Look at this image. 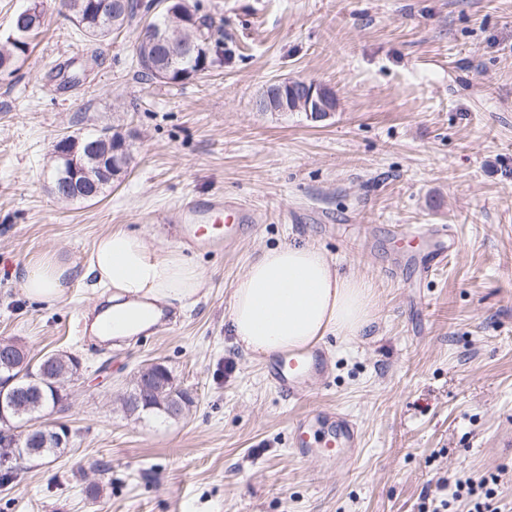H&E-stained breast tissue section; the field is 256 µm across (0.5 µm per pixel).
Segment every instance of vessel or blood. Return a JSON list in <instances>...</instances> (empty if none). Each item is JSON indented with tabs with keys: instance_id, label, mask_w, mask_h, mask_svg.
<instances>
[{
	"instance_id": "1",
	"label": "vessel or blood",
	"mask_w": 512,
	"mask_h": 512,
	"mask_svg": "<svg viewBox=\"0 0 512 512\" xmlns=\"http://www.w3.org/2000/svg\"><path fill=\"white\" fill-rule=\"evenodd\" d=\"M185 221L189 225L190 238H209L232 241L244 229L256 221V211L251 204L236 199L216 196L185 205ZM223 224V235L207 234L209 224ZM412 240L427 243L430 252V268L439 269L448 262V242L452 235L447 227L436 226L427 230H413ZM326 367L323 350L312 348L282 355L265 369L269 381L288 397L299 396L303 384L321 374ZM293 433L294 454L299 458L316 457L325 465L332 466L350 460L361 444V435L355 420L348 414L328 409L297 421Z\"/></svg>"
}]
</instances>
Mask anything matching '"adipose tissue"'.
<instances>
[{
	"label": "adipose tissue",
	"mask_w": 512,
	"mask_h": 512,
	"mask_svg": "<svg viewBox=\"0 0 512 512\" xmlns=\"http://www.w3.org/2000/svg\"><path fill=\"white\" fill-rule=\"evenodd\" d=\"M72 270L57 254L41 255L21 271V288L32 301L55 304ZM85 273L110 291L102 317L126 318L122 338L148 332L167 311L195 302L206 284L183 248L151 245L143 232L122 225L99 237ZM372 298L367 281L342 273L318 247L293 243L264 249L235 281L229 321L245 353L265 359L328 336L360 335L371 321Z\"/></svg>",
	"instance_id": "1"
}]
</instances>
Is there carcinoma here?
I'll return each mask as SVG.
<instances>
[{
	"instance_id": "1",
	"label": "carcinoma",
	"mask_w": 512,
	"mask_h": 512,
	"mask_svg": "<svg viewBox=\"0 0 512 512\" xmlns=\"http://www.w3.org/2000/svg\"><path fill=\"white\" fill-rule=\"evenodd\" d=\"M67 6L78 30L94 40L130 25L139 15L136 5L131 2L127 4V11L115 16V21L106 25L93 11L91 0H68ZM189 9L194 17L192 37L193 43L198 46L196 52L182 57H170L163 48L147 40L141 41L136 48L140 56L150 59V65L141 68V72L158 83L176 84L189 80L207 70V67L203 66L206 55L213 52L219 53L220 42L211 38L213 21L206 16L198 17L196 6L191 5ZM20 37L21 34L13 24L10 33L0 39V66L4 64L11 68L23 56L16 44V39ZM289 94L288 87L281 86L279 81L266 84L259 95V110L280 111V106L286 102ZM39 369L38 364L29 372L21 367L13 368L0 362V379L5 377L13 380L12 387L21 392L19 402L14 404L8 415V423H0V484L8 482L14 472L13 458L7 451L11 443H19L21 448L37 449L34 453L36 457L44 458L61 452L49 428L37 441H30L26 436L29 423L41 418L44 412L55 407L56 404L53 380L39 373ZM171 388L176 390L177 397L184 402L179 409L174 408V403L169 396H159L154 393L140 396L135 387L130 389V396L123 400V406L130 414L162 412L170 418H178L188 410L187 404L192 402V398L188 392L177 388L174 384Z\"/></svg>"
}]
</instances>
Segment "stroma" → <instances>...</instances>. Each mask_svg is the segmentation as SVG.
<instances>
[{
  "instance_id": "stroma-1",
  "label": "stroma",
  "mask_w": 512,
  "mask_h": 512,
  "mask_svg": "<svg viewBox=\"0 0 512 512\" xmlns=\"http://www.w3.org/2000/svg\"><path fill=\"white\" fill-rule=\"evenodd\" d=\"M224 55L179 84L138 73L134 21L84 38L62 0L0 76V339L30 358L69 352L70 444L16 462L0 512H418L441 478L504 468L512 503V0H196ZM79 73L80 83H64ZM330 88L336 110L262 112L265 84ZM116 127L132 161L93 201L53 190L59 138ZM247 200L261 217L231 246L186 245L184 197ZM124 225L186 245L207 286L151 334L77 333L100 289L74 277L47 306L19 272L60 252L82 269ZM448 225L445 267L388 274L394 225ZM319 246L374 290L361 336L326 337L327 379L283 398L228 321L235 280L263 249ZM164 364L194 403L178 418L127 413L136 372ZM323 407L359 425L351 464L291 449Z\"/></svg>"
}]
</instances>
